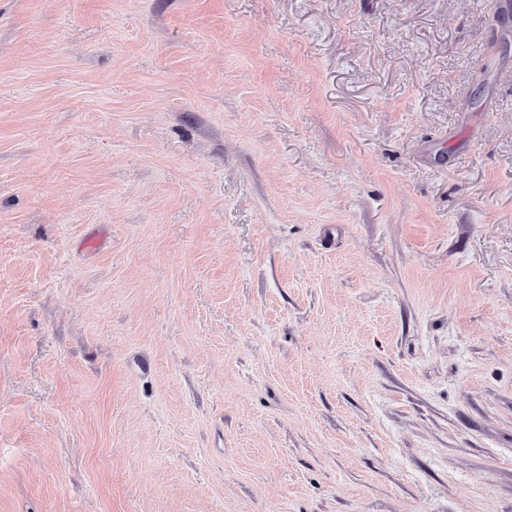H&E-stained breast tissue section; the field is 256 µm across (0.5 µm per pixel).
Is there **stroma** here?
<instances>
[{
  "mask_svg": "<svg viewBox=\"0 0 512 512\" xmlns=\"http://www.w3.org/2000/svg\"><path fill=\"white\" fill-rule=\"evenodd\" d=\"M500 0H0V512H512Z\"/></svg>",
  "mask_w": 512,
  "mask_h": 512,
  "instance_id": "stroma-1",
  "label": "stroma"
}]
</instances>
